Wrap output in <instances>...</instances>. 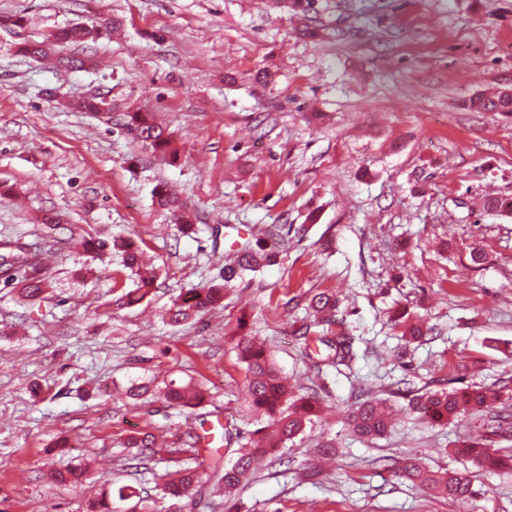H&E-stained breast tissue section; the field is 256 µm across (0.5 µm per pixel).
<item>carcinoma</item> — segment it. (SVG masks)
<instances>
[{
	"mask_svg": "<svg viewBox=\"0 0 512 512\" xmlns=\"http://www.w3.org/2000/svg\"><path fill=\"white\" fill-rule=\"evenodd\" d=\"M101 33L98 26H87L81 23L63 28L52 35V38L37 43H24L18 51L32 59L45 56L50 47L57 42L84 45L95 40ZM72 108L86 112L112 111L116 105L101 96H93L71 103ZM471 106L479 112H512V93L501 91L492 97L478 95L471 100ZM124 127L135 138L145 143L152 152L163 160L173 163L177 160L176 153L171 149V133L167 128L153 122L138 112L124 113ZM154 200L159 208L167 211L180 223V229L187 233L193 230L191 217L186 205L165 186L154 189ZM5 254L1 260L11 259L7 266L21 271L20 279L15 282L18 296L23 300H36L49 293L52 283L44 272L41 260L42 249L28 244H3ZM84 248L96 257L115 253L121 257V266L136 276V288L122 293L115 299V306L121 308L131 306L144 299L154 286L157 271L153 267L140 262V249L130 240L102 239L90 237L85 240ZM275 253H259L248 248L240 251L238 260L233 266L224 267L221 281L210 282L203 288H190L173 301L167 311L168 322L174 326L186 323L199 316L200 313L215 309L224 301V283L231 281L247 270L259 265L260 261L273 260ZM310 307L314 320L305 327L303 335L311 333V329L322 327V331L312 337L318 346L317 351L308 355L310 365L318 372L322 367L349 366L355 359L354 339L341 331H333L337 324V301L332 293H318L313 296ZM396 324L406 325L403 338L412 343L426 335L418 323H407V312L398 311L393 316ZM239 359L246 364V397L247 409L257 418L265 421V425L254 431L241 448L237 449V458L233 462L224 461V456L209 448L206 438L210 432H188L176 435L174 439L160 441L151 432H134L125 435L117 446L121 448H147L149 459L163 455L185 454L195 466L185 467L166 473L162 482L156 485L155 496L139 498V503H147L148 512H165L168 501L181 502L188 500L194 507L203 510L209 507L201 497L200 488L212 481L224 487V492L232 494L252 471L254 461L268 456L286 447L289 441L298 437L312 423L316 413L311 397L299 396L288 378L276 365L271 354L265 347L257 344L251 337H241L236 342ZM507 384L492 385L479 388H465L461 391L440 388L422 394L406 389L403 394L409 396L408 409L417 413L428 422L446 425L456 419L464 406L468 404L494 411L500 401ZM128 397L133 400H145L159 397L170 408L194 410L205 402L203 386L188 379H174L164 383L160 388L152 381L132 383L126 388ZM348 423L352 431L365 438H377L385 435L390 427V414L385 403L359 395L349 417ZM454 452L467 457L475 463L490 470L503 467L502 458L496 456V450L483 443L463 441L454 448ZM402 476L422 488L431 489L448 498L451 502H464L472 495L470 482L459 476L455 471L446 468L428 469L411 458L405 459L398 467ZM87 476V471L80 465L55 470L51 479L64 486H80Z\"/></svg>",
	"mask_w": 512,
	"mask_h": 512,
	"instance_id": "obj_1",
	"label": "carcinoma"
}]
</instances>
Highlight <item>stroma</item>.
<instances>
[{
  "label": "stroma",
  "instance_id": "1",
  "mask_svg": "<svg viewBox=\"0 0 512 512\" xmlns=\"http://www.w3.org/2000/svg\"><path fill=\"white\" fill-rule=\"evenodd\" d=\"M0 240H35L46 212L66 216L43 253L46 299L19 302L0 283V512H85L96 492H154L186 456L137 467L121 436L225 426V456L256 427L244 405L237 337L253 336L322 413L264 459L234 493L239 512H512V476L455 456L459 438L494 437L489 413L433 426L407 411L403 387L461 389L512 376V214L481 207L512 197V116L471 99L512 89V0H0ZM118 18L77 49L38 62L19 53L75 23ZM83 51L92 64L64 70ZM273 75L256 82L257 71ZM109 95L112 114L71 102ZM167 126L175 164L128 134L124 112ZM174 186L196 233L182 234L153 201ZM283 227L275 262L224 288V305L171 326L181 291L232 263L234 240ZM135 240L160 274L142 302L112 306L128 274L77 249L86 236ZM482 253L474 263L473 253ZM332 291L355 340L352 368L317 372L300 335L308 303ZM428 333L409 344L392 315ZM202 382L216 414L133 402L113 389L136 379ZM386 400L382 438L351 433L360 393ZM336 453L321 458V442ZM414 454L468 478L448 501L398 477ZM86 463V485L52 470Z\"/></svg>",
  "mask_w": 512,
  "mask_h": 512
}]
</instances>
